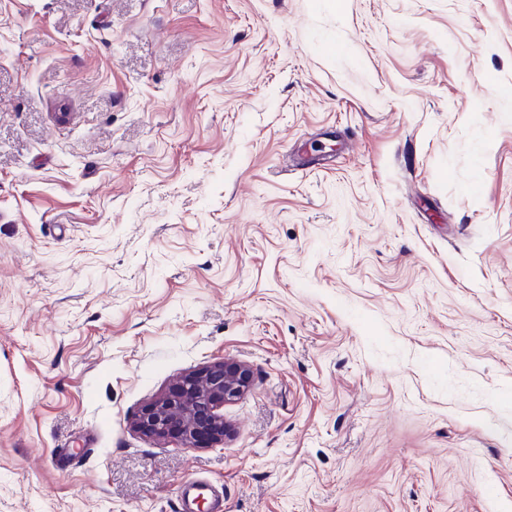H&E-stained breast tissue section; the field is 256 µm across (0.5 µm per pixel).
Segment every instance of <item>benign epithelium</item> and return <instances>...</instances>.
<instances>
[{"label":"benign epithelium","instance_id":"benign-epithelium-1","mask_svg":"<svg viewBox=\"0 0 512 512\" xmlns=\"http://www.w3.org/2000/svg\"><path fill=\"white\" fill-rule=\"evenodd\" d=\"M252 383L253 373L246 365L231 359L214 363L186 375L145 406L134 426L157 439L175 435L187 448L197 447L203 439L220 442L229 433L224 405L238 400Z\"/></svg>","mask_w":512,"mask_h":512}]
</instances>
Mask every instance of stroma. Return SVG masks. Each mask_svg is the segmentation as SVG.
<instances>
[{
	"instance_id": "35a3bbf8",
	"label": "stroma",
	"mask_w": 512,
	"mask_h": 512,
	"mask_svg": "<svg viewBox=\"0 0 512 512\" xmlns=\"http://www.w3.org/2000/svg\"><path fill=\"white\" fill-rule=\"evenodd\" d=\"M230 434L133 427L224 359ZM512 512V0H0V512ZM208 486L202 481L195 480L182 484L178 489L179 512H195L196 500L201 495V491Z\"/></svg>"
}]
</instances>
